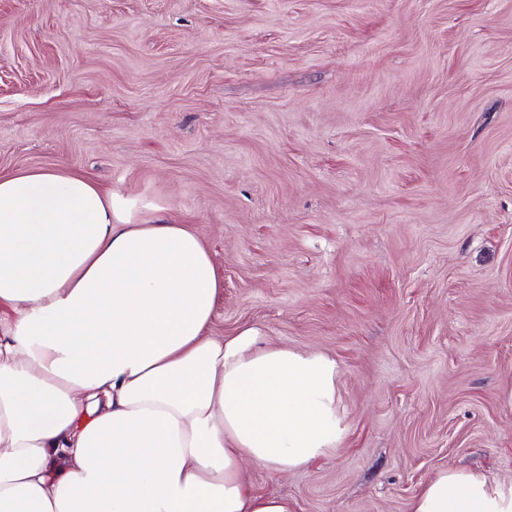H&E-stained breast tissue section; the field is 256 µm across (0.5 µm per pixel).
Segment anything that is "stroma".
I'll use <instances>...</instances> for the list:
<instances>
[{
    "mask_svg": "<svg viewBox=\"0 0 512 512\" xmlns=\"http://www.w3.org/2000/svg\"><path fill=\"white\" fill-rule=\"evenodd\" d=\"M64 168L195 227L214 335L335 359L342 440L258 491L512 483V0H0V175Z\"/></svg>",
    "mask_w": 512,
    "mask_h": 512,
    "instance_id": "1",
    "label": "stroma"
}]
</instances>
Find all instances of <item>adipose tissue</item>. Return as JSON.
<instances>
[{
	"mask_svg": "<svg viewBox=\"0 0 512 512\" xmlns=\"http://www.w3.org/2000/svg\"><path fill=\"white\" fill-rule=\"evenodd\" d=\"M214 258L163 207L74 172L0 176V512H291L243 476L343 437L337 365L211 332ZM411 512H512V483L440 470Z\"/></svg>",
	"mask_w": 512,
	"mask_h": 512,
	"instance_id": "ef3b65f1",
	"label": "adipose tissue"
}]
</instances>
